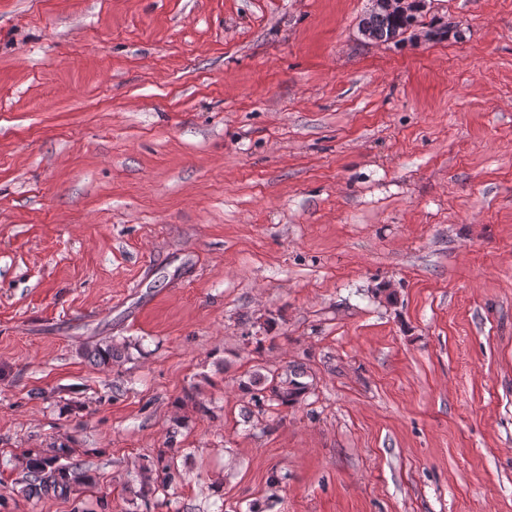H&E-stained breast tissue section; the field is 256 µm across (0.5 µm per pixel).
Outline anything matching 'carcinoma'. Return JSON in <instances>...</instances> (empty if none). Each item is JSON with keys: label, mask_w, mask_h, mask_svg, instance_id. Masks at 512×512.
<instances>
[{"label": "carcinoma", "mask_w": 512, "mask_h": 512, "mask_svg": "<svg viewBox=\"0 0 512 512\" xmlns=\"http://www.w3.org/2000/svg\"><path fill=\"white\" fill-rule=\"evenodd\" d=\"M421 14H397L384 9L372 10L359 22V31L365 38L375 42H389L414 28ZM119 354L112 344L99 345L87 352V357L98 366H107ZM305 373L293 366L268 376L259 370L254 371L243 388L251 393L256 408L268 403L279 406H293L309 392L310 384L303 381ZM75 449L64 444L42 454H30L25 465V488L36 496L54 495L67 497L77 488L86 484L85 462L74 458ZM156 480L162 488L176 484L180 474L175 471L165 457L157 458L154 465Z\"/></svg>", "instance_id": "cac0c4a2"}]
</instances>
